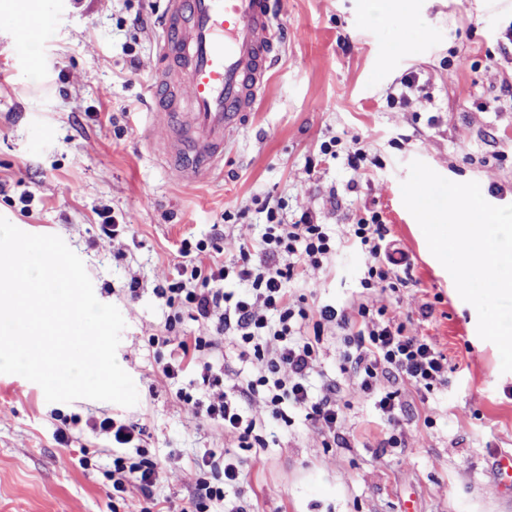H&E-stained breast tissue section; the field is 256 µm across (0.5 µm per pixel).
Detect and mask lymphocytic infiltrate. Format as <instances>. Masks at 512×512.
Returning <instances> with one entry per match:
<instances>
[{
    "instance_id": "lymphocytic-infiltrate-1",
    "label": "lymphocytic infiltrate",
    "mask_w": 512,
    "mask_h": 512,
    "mask_svg": "<svg viewBox=\"0 0 512 512\" xmlns=\"http://www.w3.org/2000/svg\"><path fill=\"white\" fill-rule=\"evenodd\" d=\"M280 205L266 209L267 224L260 238L236 239L217 230L208 238L182 240L175 275L155 295L168 309L166 333L152 342L173 350L161 363L169 379L178 378L202 364V378L219 383L224 379L223 337H231L240 357L258 365L256 375L238 385L233 397L200 409L186 390L176 396L192 416L206 414L220 420L225 432L237 435L241 447H264L256 423L247 414L253 403H263L273 420H287L289 412L320 425L329 445L349 447L343 430L344 412L337 383H328L314 394L310 379L319 366L318 348L325 329L342 331L344 350L340 370L353 374L360 390L375 399L387 426L400 421L403 406L399 385L418 393L432 392L448 382V357L429 336H412L407 323L391 315L388 306L357 308L332 304L306 305L293 297L291 286L306 271L322 267L336 253V240L326 225L315 223L309 213L285 222ZM388 229L380 213L371 212L351 226L348 241L365 255L359 284L367 290L398 291L407 281L401 265L389 251ZM200 322L197 335L179 336L175 330L184 317ZM199 477L188 502L193 512H208L214 501L234 494L239 498L232 512H251L241 500L245 462L225 454L223 464L202 457ZM159 476L157 459L138 451L136 456L112 460V490L123 493L129 482L151 495Z\"/></svg>"
}]
</instances>
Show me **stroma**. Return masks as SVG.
Instances as JSON below:
<instances>
[{"instance_id":"35a3bbf8","label":"stroma","mask_w":512,"mask_h":512,"mask_svg":"<svg viewBox=\"0 0 512 512\" xmlns=\"http://www.w3.org/2000/svg\"><path fill=\"white\" fill-rule=\"evenodd\" d=\"M372 2L276 5L281 52L265 95L228 140L214 178L190 190L151 151L161 133L146 116L167 0H33L50 16L35 73L11 14L0 11V66L9 71L0 81V216L61 237L83 260L96 298L124 318L116 357L139 395L132 407L50 403L38 384L0 374V512H128L152 499L181 508L199 476L196 460L227 448L246 461L243 491L256 512H512V494L492 471L498 453L512 452V372L479 337L476 309L399 194L418 159L450 181L477 182L492 205H512V99L500 92L512 75V53L503 51L512 0H382L384 28L368 18ZM411 71L420 92L389 102ZM333 139L335 156L323 155ZM356 141L368 154L358 170L347 161ZM270 199L282 202L285 219L309 212L340 240L360 216L379 212L393 245L409 254L410 284L394 294L361 288L362 254L346 246L293 288L311 303H396L410 333L433 337L447 354V385L426 395L401 388L395 428L340 373L343 339L329 329L313 382L337 381L347 448L326 447L325 432L300 414L272 421L259 403L249 415L267 445L251 450L187 414L178 389L216 403L256 374L231 338L223 340V384H203L196 369L175 380L158 371L149 339L164 335L166 308L153 290L170 278L182 239L209 235L228 213L237 217L234 237H258ZM104 209L134 234L106 237ZM134 278L141 295L132 300ZM427 303L434 310L425 318ZM73 417L84 434L66 445L56 430ZM106 417L141 428L140 447L160 463L152 499L133 484L113 497L112 436L95 427ZM392 435L400 447L386 446ZM79 448L88 467L65 464Z\"/></svg>"}]
</instances>
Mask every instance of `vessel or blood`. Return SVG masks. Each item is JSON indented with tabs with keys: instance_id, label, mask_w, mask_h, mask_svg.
<instances>
[{
	"instance_id": "b4317fda",
	"label": "vessel or blood",
	"mask_w": 512,
	"mask_h": 512,
	"mask_svg": "<svg viewBox=\"0 0 512 512\" xmlns=\"http://www.w3.org/2000/svg\"><path fill=\"white\" fill-rule=\"evenodd\" d=\"M29 69L47 28L44 16L16 20ZM158 63L148 84L149 124L179 183L206 182L229 135L253 112L277 59L272 0H168L159 24Z\"/></svg>"
}]
</instances>
